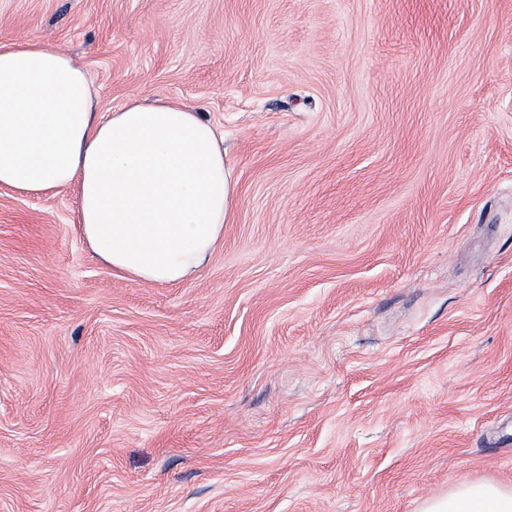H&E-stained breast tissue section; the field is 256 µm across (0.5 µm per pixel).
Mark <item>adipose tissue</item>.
<instances>
[{
	"mask_svg": "<svg viewBox=\"0 0 512 512\" xmlns=\"http://www.w3.org/2000/svg\"><path fill=\"white\" fill-rule=\"evenodd\" d=\"M224 138L201 113L134 98L102 115L67 54L0 44V187L76 189L81 234L113 273L190 280L224 242L237 199ZM423 512H512V487L463 483Z\"/></svg>",
	"mask_w": 512,
	"mask_h": 512,
	"instance_id": "ef3b65f1",
	"label": "adipose tissue"
}]
</instances>
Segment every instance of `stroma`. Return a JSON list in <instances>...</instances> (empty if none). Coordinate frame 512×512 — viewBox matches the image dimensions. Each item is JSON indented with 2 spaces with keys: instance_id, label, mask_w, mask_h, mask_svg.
Wrapping results in <instances>:
<instances>
[{
  "instance_id": "obj_1",
  "label": "stroma",
  "mask_w": 512,
  "mask_h": 512,
  "mask_svg": "<svg viewBox=\"0 0 512 512\" xmlns=\"http://www.w3.org/2000/svg\"><path fill=\"white\" fill-rule=\"evenodd\" d=\"M238 183L191 280L0 188V512H421L512 486V0H0Z\"/></svg>"
}]
</instances>
